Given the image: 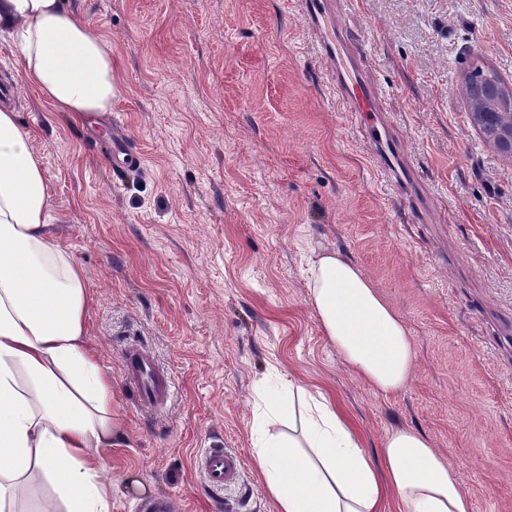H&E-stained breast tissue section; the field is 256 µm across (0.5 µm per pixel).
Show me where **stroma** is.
<instances>
[{"label":"stroma","mask_w":512,"mask_h":512,"mask_svg":"<svg viewBox=\"0 0 512 512\" xmlns=\"http://www.w3.org/2000/svg\"><path fill=\"white\" fill-rule=\"evenodd\" d=\"M112 46L117 93L71 118L18 71L0 33V85L32 133L58 242L85 271L86 341L112 380L117 435L97 449L108 512L157 494L178 512H276L251 441L270 372L335 401L364 446L413 429L458 469L473 512H512V159L482 139L474 66L512 84V0H349L340 22L415 178L387 184L336 96L294 0H62ZM121 122L137 169L106 165ZM337 248L403 317L412 382L384 397L352 374L311 305L313 249ZM172 375L161 410L126 390L124 344ZM209 448L241 459L206 484ZM199 466L208 485L221 490L237 483L241 460L236 453L224 448H209L200 457Z\"/></svg>","instance_id":"35a3bbf8"}]
</instances>
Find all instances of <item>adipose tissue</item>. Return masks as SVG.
I'll return each instance as SVG.
<instances>
[{"instance_id":"ef3b65f1","label":"adipose tissue","mask_w":512,"mask_h":512,"mask_svg":"<svg viewBox=\"0 0 512 512\" xmlns=\"http://www.w3.org/2000/svg\"><path fill=\"white\" fill-rule=\"evenodd\" d=\"M27 84L58 111H110L112 47L62 0H0ZM41 155L15 112L0 108V512L37 478L55 493L37 512H107L90 457L110 447L112 382L86 345L84 270L54 238ZM310 301L345 366L375 393L413 379L417 353L403 318L362 269L331 249L308 268ZM254 456L277 512H472L456 467L431 440L394 428L373 461L350 420L302 385L263 394ZM300 420L299 434L271 433Z\"/></svg>"}]
</instances>
